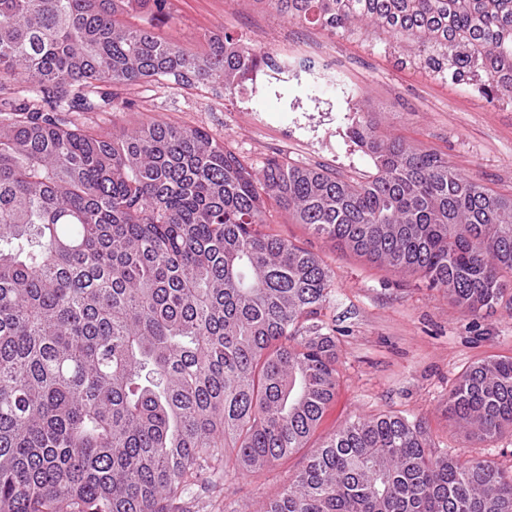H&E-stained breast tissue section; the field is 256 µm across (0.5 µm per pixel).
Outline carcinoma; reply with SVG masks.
Returning <instances> with one entry per match:
<instances>
[{"label":"carcinoma","mask_w":512,"mask_h":512,"mask_svg":"<svg viewBox=\"0 0 512 512\" xmlns=\"http://www.w3.org/2000/svg\"><path fill=\"white\" fill-rule=\"evenodd\" d=\"M295 22L410 42L424 66L512 101V0H264ZM168 0H0V512H173L221 471L309 446L336 395L333 288L262 230L266 204L460 313L512 310V195L370 124L376 173L348 181L161 121H79L170 81L228 92L258 65L229 34L192 53L128 23ZM465 436L512 428V357L448 392ZM234 454L228 455L227 449ZM264 512H512V469L432 448L419 423L358 417Z\"/></svg>","instance_id":"obj_1"}]
</instances>
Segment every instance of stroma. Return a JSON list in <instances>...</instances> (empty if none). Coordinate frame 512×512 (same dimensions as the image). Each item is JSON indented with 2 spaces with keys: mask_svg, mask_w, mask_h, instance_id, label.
I'll use <instances>...</instances> for the list:
<instances>
[{
  "mask_svg": "<svg viewBox=\"0 0 512 512\" xmlns=\"http://www.w3.org/2000/svg\"><path fill=\"white\" fill-rule=\"evenodd\" d=\"M169 8L168 20L155 24L162 36L197 50L228 32L268 65L239 93L167 81L120 89L128 107L89 113V125L115 132L163 121L208 133L257 171L277 157L361 179L375 166L352 130L369 122L379 138L438 152L449 167L512 194V101L487 102L474 88L405 62L404 52L387 41L291 22L263 0H169ZM318 53L340 65L335 90L317 88L297 71L271 75L270 63ZM264 230L311 251L334 275L321 317L335 331L340 385L315 440L355 417L392 413L422 424L438 450L512 467V432L469 438L448 417V392L466 368L492 355L512 356V311L464 316L415 276L342 249L278 211ZM306 456L294 453L258 476L232 472L225 493L203 509L186 503V512H224L228 503L235 512H262Z\"/></svg>",
  "mask_w": 512,
  "mask_h": 512,
  "instance_id": "35a3bbf8",
  "label": "stroma"
}]
</instances>
